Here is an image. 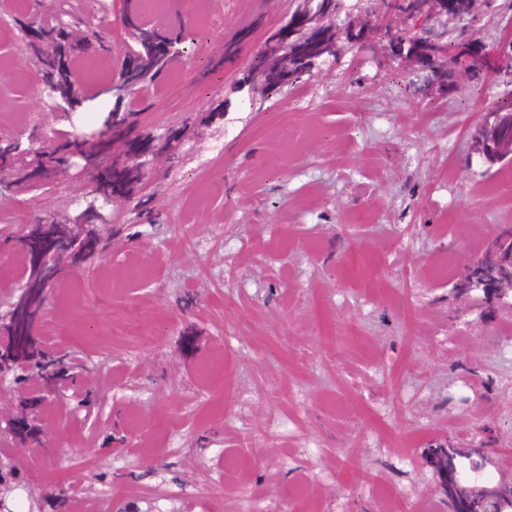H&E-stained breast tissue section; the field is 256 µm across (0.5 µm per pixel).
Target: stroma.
I'll list each match as a JSON object with an SVG mask.
<instances>
[{"mask_svg": "<svg viewBox=\"0 0 512 512\" xmlns=\"http://www.w3.org/2000/svg\"><path fill=\"white\" fill-rule=\"evenodd\" d=\"M139 2L0 0V512H462L512 490V288L489 309L454 286L512 225V157L482 145L512 123V0L466 33L467 0L145 16L184 24L182 57L128 119L153 170L117 183L87 142ZM65 11L117 47L72 69L73 114L18 25ZM45 125L66 171L30 166Z\"/></svg>", "mask_w": 512, "mask_h": 512, "instance_id": "1", "label": "stroma"}]
</instances>
